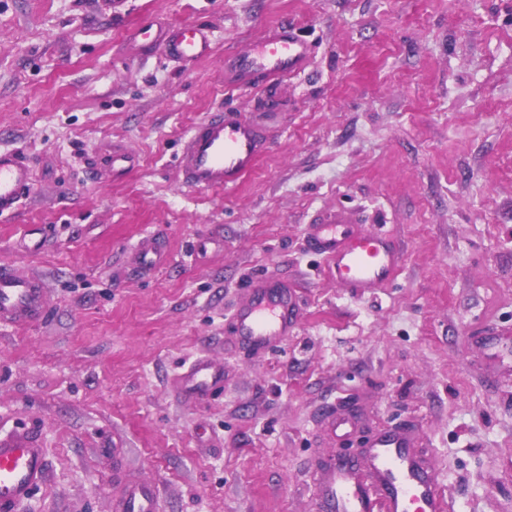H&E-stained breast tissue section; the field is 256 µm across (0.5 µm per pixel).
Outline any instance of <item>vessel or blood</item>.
Instances as JSON below:
<instances>
[{
  "instance_id": "b4317fda",
  "label": "vessel or blood",
  "mask_w": 512,
  "mask_h": 512,
  "mask_svg": "<svg viewBox=\"0 0 512 512\" xmlns=\"http://www.w3.org/2000/svg\"><path fill=\"white\" fill-rule=\"evenodd\" d=\"M154 39L180 59H200L211 51L204 27L161 25ZM311 55L308 43L288 27L264 32L252 50L225 58V79L240 87L262 80L268 84L299 71ZM267 149L260 128L234 110L212 114L195 126L184 140L178 166L189 187L200 191L224 190L255 168ZM30 188V166L15 152H0V214L13 211ZM311 249L330 260L336 278L356 292L365 293L389 279L401 255L382 235L360 230L338 216L311 225ZM45 289L33 275L0 271V322L28 324L45 308ZM294 298L287 289L266 283L254 288L249 302L234 314L241 341L256 351L277 345L292 328ZM220 370L210 360L198 359L183 377L187 393L200 395L219 381ZM372 482H363L345 463L327 456L319 463L323 512H444L425 461L415 454L405 433L377 437L366 454ZM47 483L42 448L0 443V512L18 507ZM156 489L135 484L122 512H153Z\"/></svg>"
}]
</instances>
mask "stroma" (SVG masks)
I'll list each match as a JSON object with an SVG mask.
<instances>
[{"label": "stroma", "instance_id": "stroma-1", "mask_svg": "<svg viewBox=\"0 0 512 512\" xmlns=\"http://www.w3.org/2000/svg\"><path fill=\"white\" fill-rule=\"evenodd\" d=\"M155 21L207 27L184 66L129 45ZM286 25L313 55L273 93L224 58ZM260 124L243 182L188 190L180 144L209 113ZM34 181L0 216V268L40 275L39 321L0 324V440L36 441L49 480L20 512H114L129 480L157 512H317L313 470L413 428L449 512H512V0H0V151ZM136 157L112 177L113 154ZM329 210L391 237L393 281L358 295L306 228ZM45 247L25 252L30 226ZM168 255L150 271L135 248ZM222 251L196 261L201 238ZM294 287L292 336L256 354L234 336L252 284ZM223 364L202 402L179 375ZM355 431L332 440L331 416Z\"/></svg>", "mask_w": 512, "mask_h": 512}]
</instances>
